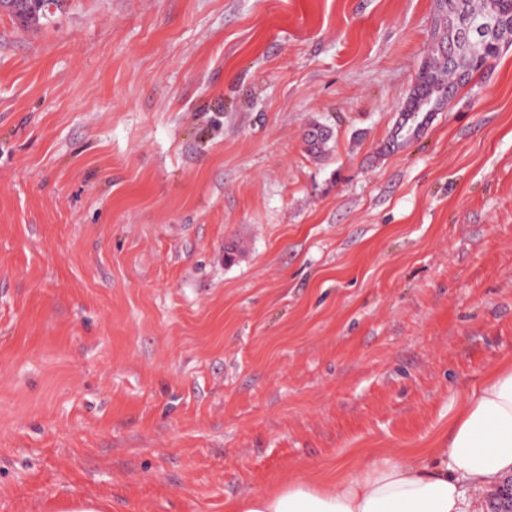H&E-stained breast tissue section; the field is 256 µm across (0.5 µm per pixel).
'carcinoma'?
<instances>
[{
    "label": "carcinoma",
    "instance_id": "carcinoma-1",
    "mask_svg": "<svg viewBox=\"0 0 512 512\" xmlns=\"http://www.w3.org/2000/svg\"><path fill=\"white\" fill-rule=\"evenodd\" d=\"M20 26L29 29L43 23L49 5L36 0H0ZM488 20L495 27L487 34L461 37L460 30L473 21ZM436 23L444 35L436 39L430 59L416 76L404 111L435 112L485 68L490 59L512 46V0H436ZM333 132L319 125L307 133L310 149L327 150Z\"/></svg>",
    "mask_w": 512,
    "mask_h": 512
}]
</instances>
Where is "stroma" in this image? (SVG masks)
<instances>
[{
    "mask_svg": "<svg viewBox=\"0 0 512 512\" xmlns=\"http://www.w3.org/2000/svg\"><path fill=\"white\" fill-rule=\"evenodd\" d=\"M434 20L0 9V512H224L422 447L512 358V47L410 116ZM36 1L38 0H0L2 8L11 13L23 29L41 25L49 6L55 4L58 7L62 3V0H49L51 4L40 5Z\"/></svg>",
    "mask_w": 512,
    "mask_h": 512,
    "instance_id": "1",
    "label": "stroma"
}]
</instances>
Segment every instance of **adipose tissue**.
Here are the masks:
<instances>
[{
	"label": "adipose tissue",
	"instance_id": "1",
	"mask_svg": "<svg viewBox=\"0 0 512 512\" xmlns=\"http://www.w3.org/2000/svg\"><path fill=\"white\" fill-rule=\"evenodd\" d=\"M512 481V359L490 369L433 447L370 461L337 460L322 478L296 475L228 500L225 512H478L474 491Z\"/></svg>",
	"mask_w": 512,
	"mask_h": 512
}]
</instances>
